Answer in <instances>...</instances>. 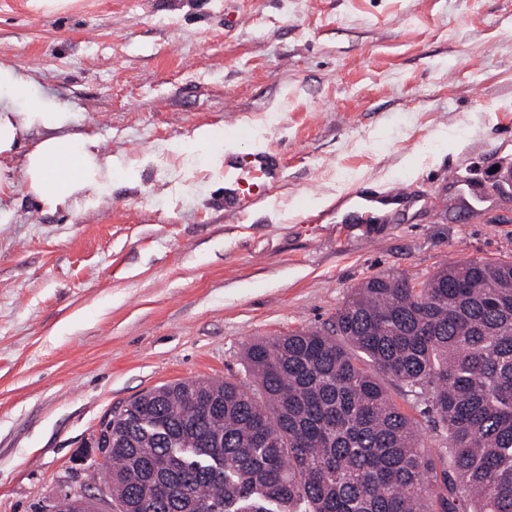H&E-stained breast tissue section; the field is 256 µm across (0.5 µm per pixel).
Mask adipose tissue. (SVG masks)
Wrapping results in <instances>:
<instances>
[{
  "label": "adipose tissue",
  "mask_w": 512,
  "mask_h": 512,
  "mask_svg": "<svg viewBox=\"0 0 512 512\" xmlns=\"http://www.w3.org/2000/svg\"><path fill=\"white\" fill-rule=\"evenodd\" d=\"M32 130L41 138L24 145ZM124 171L123 160L105 151L97 135L72 129L67 113L45 105L30 76L0 66V198L22 187L50 210L79 197L91 203Z\"/></svg>",
  "instance_id": "adipose-tissue-1"
}]
</instances>
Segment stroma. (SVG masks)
<instances>
[{
	"instance_id": "obj_1",
	"label": "stroma",
	"mask_w": 512,
	"mask_h": 512,
	"mask_svg": "<svg viewBox=\"0 0 512 512\" xmlns=\"http://www.w3.org/2000/svg\"><path fill=\"white\" fill-rule=\"evenodd\" d=\"M0 65L131 168L89 205L0 202V512L98 494L110 411L248 382L250 343L370 276L512 257V0H0ZM205 125L243 130L264 196L225 207L223 164L176 149ZM353 188L400 203L340 213Z\"/></svg>"
}]
</instances>
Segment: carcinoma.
I'll return each instance as SVG.
<instances>
[{
    "instance_id": "cac0c4a2",
    "label": "carcinoma",
    "mask_w": 512,
    "mask_h": 512,
    "mask_svg": "<svg viewBox=\"0 0 512 512\" xmlns=\"http://www.w3.org/2000/svg\"><path fill=\"white\" fill-rule=\"evenodd\" d=\"M244 361L248 387L162 385L112 416V507L512 512L511 258L450 262L419 288L372 276L331 329L256 340ZM46 509L98 512L66 497Z\"/></svg>"
}]
</instances>
